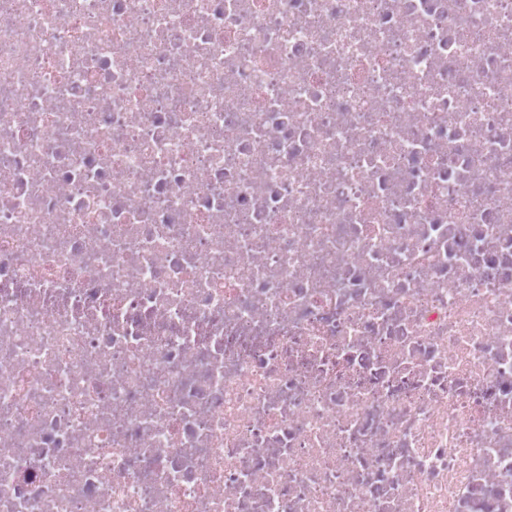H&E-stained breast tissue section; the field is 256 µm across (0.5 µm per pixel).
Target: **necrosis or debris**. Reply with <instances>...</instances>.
Listing matches in <instances>:
<instances>
[{
  "label": "necrosis or debris",
  "mask_w": 512,
  "mask_h": 512,
  "mask_svg": "<svg viewBox=\"0 0 512 512\" xmlns=\"http://www.w3.org/2000/svg\"><path fill=\"white\" fill-rule=\"evenodd\" d=\"M0 512H512V0H0Z\"/></svg>",
  "instance_id": "1"
}]
</instances>
